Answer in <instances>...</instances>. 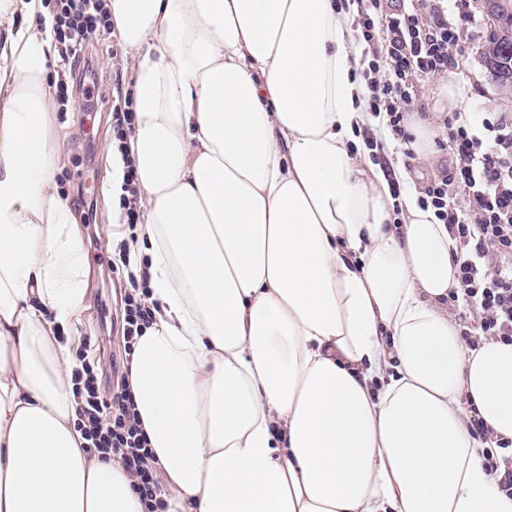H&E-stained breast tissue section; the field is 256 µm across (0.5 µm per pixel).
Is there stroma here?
<instances>
[{
	"label": "stroma",
	"mask_w": 512,
	"mask_h": 512,
	"mask_svg": "<svg viewBox=\"0 0 512 512\" xmlns=\"http://www.w3.org/2000/svg\"><path fill=\"white\" fill-rule=\"evenodd\" d=\"M476 39L466 41L456 58V96L465 112L512 114V94L491 82L481 52L487 36L484 13H477ZM95 84L90 93L74 89L67 111L53 112V127L61 151L57 192L78 218L89 278L83 308L73 329V352L93 348L102 374L101 389L112 386V366L125 359L122 341L121 296L129 289L127 271L113 273L112 201L102 193L107 179L106 149L115 137L109 103L113 95L131 91L133 53L104 31L89 49ZM377 156L401 165L417 185L452 163L450 148L432 147L427 155L406 157L392 136H378Z\"/></svg>",
	"instance_id": "stroma-1"
}]
</instances>
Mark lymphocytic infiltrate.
I'll return each mask as SVG.
<instances>
[{"label": "lymphocytic infiltrate", "instance_id": "lymphocytic-infiltrate-1", "mask_svg": "<svg viewBox=\"0 0 512 512\" xmlns=\"http://www.w3.org/2000/svg\"><path fill=\"white\" fill-rule=\"evenodd\" d=\"M357 2L355 24L366 45L360 73L366 109L384 117L392 136L408 146L414 140L410 120L418 103V85L447 75L464 33L476 26L472 0H405L393 12L384 9L381 0ZM52 26L64 64L88 70L92 64L85 49L111 24L105 0H55ZM444 127L452 164L431 179L420 203L447 225L456 242L457 278L474 318L471 335L512 340V116L456 111L445 118ZM459 195L467 201L462 210L454 205ZM154 307L146 283L132 282L124 296L126 353H133L137 337L153 322ZM72 381L77 425L87 452L120 459L144 512H159L155 457L126 375H117L110 396H101L96 366L85 359ZM468 427L490 442L485 469L494 476L499 492L512 500V441L494 435L476 416L469 417Z\"/></svg>", "mask_w": 512, "mask_h": 512}]
</instances>
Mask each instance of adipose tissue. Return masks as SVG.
<instances>
[{
    "mask_svg": "<svg viewBox=\"0 0 512 512\" xmlns=\"http://www.w3.org/2000/svg\"><path fill=\"white\" fill-rule=\"evenodd\" d=\"M135 51L129 266L157 304L128 384L165 512H512L467 416L512 438V342L469 346L447 225L349 145L354 4L109 0ZM28 26H15L16 11ZM42 0H0V512H143L87 454L68 335L88 268L55 191ZM133 184L134 174L132 171L129 170L128 183L126 189L131 195V198L127 200L125 197H123L124 202L122 204V209L124 210V216L122 218V223L126 224L124 229L126 233L130 235V237L135 236L133 232L135 231L136 226H134L133 228H129L128 224L129 226L131 224L136 225L139 223V220H141L140 213L135 203V198L138 195V189L136 186H133Z\"/></svg>",
    "mask_w": 512,
    "mask_h": 512,
    "instance_id": "1",
    "label": "adipose tissue"
}]
</instances>
